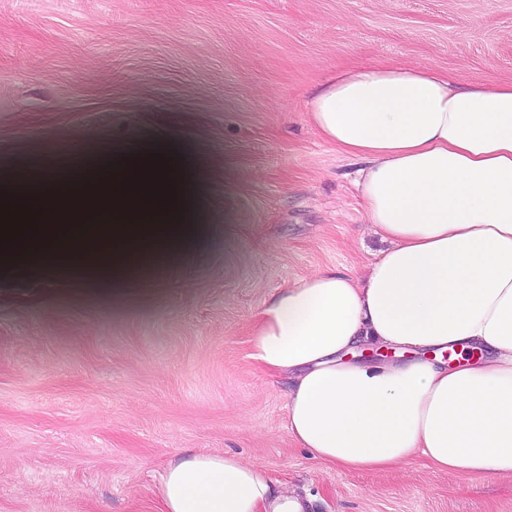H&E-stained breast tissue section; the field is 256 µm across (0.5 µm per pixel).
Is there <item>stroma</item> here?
Listing matches in <instances>:
<instances>
[{"label": "stroma", "instance_id": "obj_1", "mask_svg": "<svg viewBox=\"0 0 512 512\" xmlns=\"http://www.w3.org/2000/svg\"><path fill=\"white\" fill-rule=\"evenodd\" d=\"M512 80V0H0V179L95 145L174 158L182 231L133 273L0 262V512H158L175 455L230 453L307 512H512V475L314 460L252 325L315 271L362 272L357 161L310 126L336 70Z\"/></svg>", "mask_w": 512, "mask_h": 512}]
</instances>
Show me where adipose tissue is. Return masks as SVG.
I'll use <instances>...</instances> for the list:
<instances>
[{"instance_id": "obj_1", "label": "adipose tissue", "mask_w": 512, "mask_h": 512, "mask_svg": "<svg viewBox=\"0 0 512 512\" xmlns=\"http://www.w3.org/2000/svg\"><path fill=\"white\" fill-rule=\"evenodd\" d=\"M356 182L388 247L366 272L318 271L266 301L253 356L291 376L288 431L320 461L388 469L416 456L470 474L512 475V81L461 85L418 64L341 70L307 103ZM133 161L33 188L39 234L16 259L128 262L175 224L120 194ZM359 346L415 352L410 363L352 359ZM483 359L444 364L447 351ZM268 474L224 454L179 455L160 479L161 512H304Z\"/></svg>"}]
</instances>
